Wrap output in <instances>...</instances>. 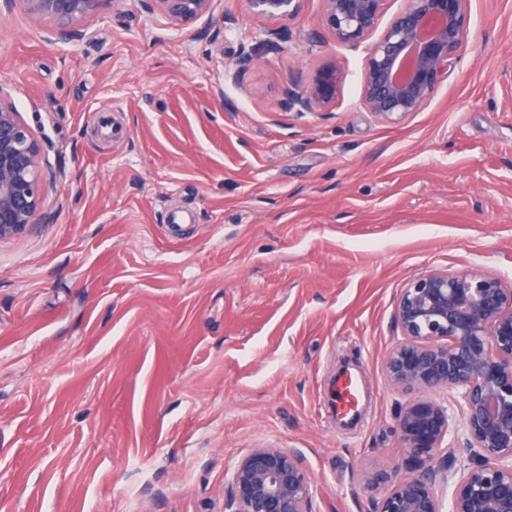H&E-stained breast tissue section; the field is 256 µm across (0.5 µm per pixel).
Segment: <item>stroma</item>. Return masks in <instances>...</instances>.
<instances>
[{
	"mask_svg": "<svg viewBox=\"0 0 512 512\" xmlns=\"http://www.w3.org/2000/svg\"><path fill=\"white\" fill-rule=\"evenodd\" d=\"M322 7L277 52L240 0L180 31L107 5L75 44L0 11V83L64 171L52 222L0 240V512H224L265 446L302 451L312 512H369L361 474L412 467L383 371L401 289L512 283V0H470L455 69L395 123L361 102L365 49L306 39ZM326 62L335 105L284 111ZM345 366L372 392L352 435L323 405Z\"/></svg>",
	"mask_w": 512,
	"mask_h": 512,
	"instance_id": "1",
	"label": "stroma"
}]
</instances>
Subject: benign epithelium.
<instances>
[{
	"label": "benign epithelium",
	"instance_id": "7a95c632",
	"mask_svg": "<svg viewBox=\"0 0 512 512\" xmlns=\"http://www.w3.org/2000/svg\"><path fill=\"white\" fill-rule=\"evenodd\" d=\"M131 0H0L21 7L36 23L52 21L55 43L88 38L85 21L107 3L120 11ZM179 30L211 11L212 0H137ZM269 21L295 16L302 0H241ZM387 0H323L319 27L339 44L371 41L364 64L362 102L385 120L420 111L456 63L466 36L470 0H408L384 29ZM254 49L241 47L232 77L249 69ZM342 75L334 65L308 84L285 91L283 107L304 114L336 102ZM52 145L23 120L0 83V240L47 224L45 188L64 172L48 160ZM400 331L384 360L387 383L403 396L396 413L402 447L419 460L393 473L373 512H512V285L473 270L429 271L412 280L396 300ZM445 392L447 403L431 396ZM459 412L464 446L449 441ZM478 458L454 470L456 454ZM315 481L297 448H253L227 471L224 512H312Z\"/></svg>",
	"mask_w": 512,
	"mask_h": 512
}]
</instances>
